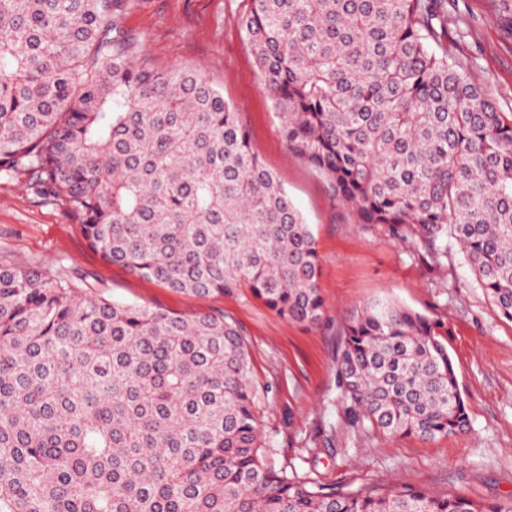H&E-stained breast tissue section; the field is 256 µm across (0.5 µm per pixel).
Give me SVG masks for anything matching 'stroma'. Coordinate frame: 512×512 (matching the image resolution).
I'll list each match as a JSON object with an SVG mask.
<instances>
[{"instance_id":"1","label":"stroma","mask_w":512,"mask_h":512,"mask_svg":"<svg viewBox=\"0 0 512 512\" xmlns=\"http://www.w3.org/2000/svg\"><path fill=\"white\" fill-rule=\"evenodd\" d=\"M467 23L449 34L457 57L500 111L512 118V18L499 0H447ZM120 22L143 64L202 69L239 113L252 149L311 224L321 260L325 318L290 322L249 292L169 291L118 265H106L57 201L36 196L24 178L0 176V266L83 274L110 300L182 315L224 312L247 340L258 390L265 451L289 476L352 490L411 486L464 490L483 502L512 498V322L502 318L456 245L432 270L414 238H389L352 223L325 178L291 152L280 116L241 29L250 0H121ZM385 298L448 324V348L470 425L434 440L390 436L352 425L336 372L347 311Z\"/></svg>"}]
</instances>
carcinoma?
<instances>
[{"label": "carcinoma", "instance_id": "obj_1", "mask_svg": "<svg viewBox=\"0 0 512 512\" xmlns=\"http://www.w3.org/2000/svg\"><path fill=\"white\" fill-rule=\"evenodd\" d=\"M288 147L356 224L455 241L512 322V121L448 46L445 0H250ZM119 0H0V174L60 201L109 264L195 295L325 313L315 237L193 68L133 62ZM337 369L356 426L423 439L468 413L448 325L374 300ZM246 339L222 312L112 301L0 267V512H512L457 489L343 492L267 460Z\"/></svg>", "mask_w": 512, "mask_h": 512}]
</instances>
